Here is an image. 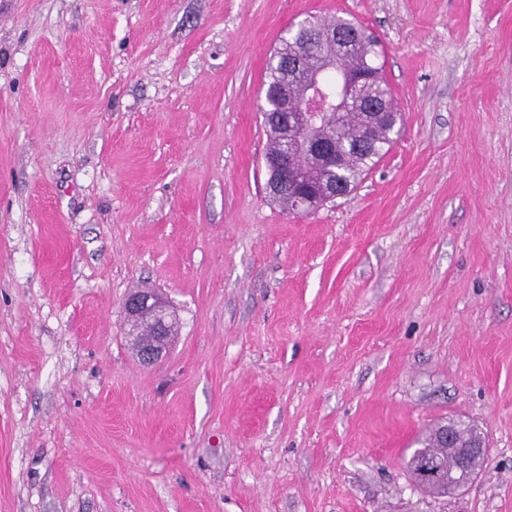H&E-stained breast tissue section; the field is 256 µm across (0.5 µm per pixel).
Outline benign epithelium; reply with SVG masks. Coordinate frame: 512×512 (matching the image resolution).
Here are the masks:
<instances>
[{"mask_svg":"<svg viewBox=\"0 0 512 512\" xmlns=\"http://www.w3.org/2000/svg\"><path fill=\"white\" fill-rule=\"evenodd\" d=\"M334 72L338 76L336 99L324 98L321 76ZM301 80L307 87L304 100L296 101L290 95L292 83ZM364 83L363 76L344 69L339 57L334 54L323 55L318 61L303 65L296 60L291 63L280 88L282 109L288 112V123L283 127V136H291L294 130L305 127L299 139L300 149L321 167L336 165V137L324 131L322 113H344L359 106V94ZM267 173V186L270 193L287 183L298 186L295 195L296 208L304 211L321 199V192L312 185L302 184V177L291 164V157L284 152L266 155L263 158ZM127 338L135 345L141 361L153 365L160 361L177 333V325L159 293L150 288H141L128 295L122 304ZM459 423L448 422L440 431L441 439L448 450L456 453L457 466L448 473V479L458 477L464 471L479 468L487 453L484 443L476 440L464 449L458 448Z\"/></svg>","mask_w":512,"mask_h":512,"instance_id":"benign-epithelium-1","label":"benign epithelium"}]
</instances>
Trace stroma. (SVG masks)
I'll return each mask as SVG.
<instances>
[{
	"mask_svg": "<svg viewBox=\"0 0 512 512\" xmlns=\"http://www.w3.org/2000/svg\"><path fill=\"white\" fill-rule=\"evenodd\" d=\"M308 15L402 127L289 213L257 103ZM457 418L487 458L434 498L403 459ZM0 512H512V0H0ZM127 338L135 345L144 365L160 361L177 333V325L159 293L150 288H141L128 295L122 304ZM153 322L155 335L149 341L142 336V327Z\"/></svg>",
	"mask_w": 512,
	"mask_h": 512,
	"instance_id": "stroma-1",
	"label": "stroma"
}]
</instances>
